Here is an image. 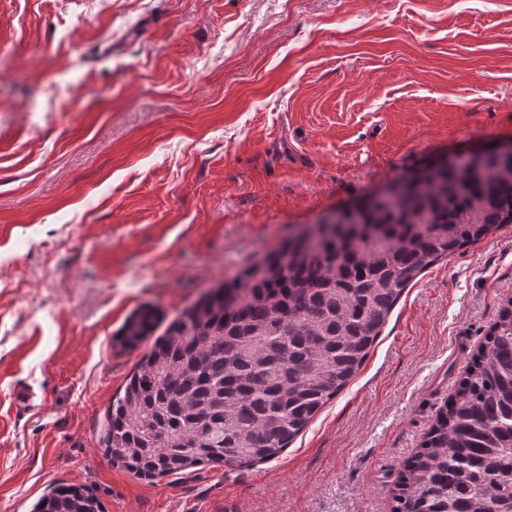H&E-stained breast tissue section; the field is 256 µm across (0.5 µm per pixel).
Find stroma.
Instances as JSON below:
<instances>
[{
	"instance_id": "obj_1",
	"label": "stroma",
	"mask_w": 512,
	"mask_h": 512,
	"mask_svg": "<svg viewBox=\"0 0 512 512\" xmlns=\"http://www.w3.org/2000/svg\"><path fill=\"white\" fill-rule=\"evenodd\" d=\"M512 141V0H0V512L60 482L107 512H392L512 308V224L404 291L354 379L271 462L112 464L113 396L171 320L305 224ZM162 320L150 307H146L129 318L119 332L126 345H137L145 336L152 335L161 325Z\"/></svg>"
}]
</instances>
